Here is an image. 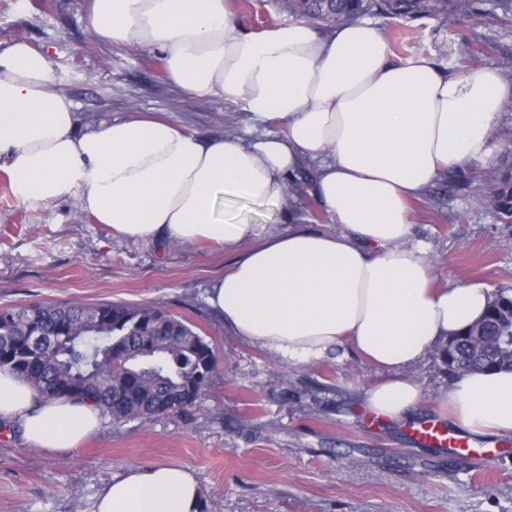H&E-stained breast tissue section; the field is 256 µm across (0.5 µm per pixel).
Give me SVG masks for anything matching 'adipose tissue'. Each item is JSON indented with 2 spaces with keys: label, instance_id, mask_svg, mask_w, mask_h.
<instances>
[{
  "label": "adipose tissue",
  "instance_id": "obj_1",
  "mask_svg": "<svg viewBox=\"0 0 512 512\" xmlns=\"http://www.w3.org/2000/svg\"><path fill=\"white\" fill-rule=\"evenodd\" d=\"M95 38L159 53L168 80L198 98L242 103L278 131L202 137L172 121L115 119L77 130L47 54L24 42L0 53V165L26 205L75 199L96 223L133 240L240 244L255 231L238 206L280 208L301 163L336 233L264 226L207 292L225 325L288 360L351 346L385 371L365 407L401 420L421 400L406 369L480 318L491 291L438 288L412 199L451 171L485 164L512 82L497 69L449 73L430 59H391L378 24L320 31L289 21L241 32L227 0H90ZM451 421L481 435L512 431V371L457 376ZM0 419L35 448L69 451L96 433L86 401L44 399L0 370ZM185 467L131 466L93 512H201Z\"/></svg>",
  "mask_w": 512,
  "mask_h": 512
}]
</instances>
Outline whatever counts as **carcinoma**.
<instances>
[{"instance_id": "cac0c4a2", "label": "carcinoma", "mask_w": 512, "mask_h": 512, "mask_svg": "<svg viewBox=\"0 0 512 512\" xmlns=\"http://www.w3.org/2000/svg\"><path fill=\"white\" fill-rule=\"evenodd\" d=\"M286 0L288 14L327 28L362 15L453 17L463 25L484 14L512 23V0ZM501 152L481 172L486 198L512 224V118L499 126ZM480 321L439 357L448 371L512 370V287H499ZM45 337L33 347L32 336ZM217 367L210 343L160 308L114 303L0 308V369L25 378L45 399L89 400L114 424L182 412L201 398Z\"/></svg>"}]
</instances>
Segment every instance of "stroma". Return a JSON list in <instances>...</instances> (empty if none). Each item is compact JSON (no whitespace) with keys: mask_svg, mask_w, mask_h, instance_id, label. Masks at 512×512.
<instances>
[{"mask_svg":"<svg viewBox=\"0 0 512 512\" xmlns=\"http://www.w3.org/2000/svg\"><path fill=\"white\" fill-rule=\"evenodd\" d=\"M242 31L287 21L282 0L243 10L228 0ZM393 58L426 56L462 71L468 50L512 80V25L490 18L453 21L380 18ZM45 52L56 89L76 105L80 128L152 112L202 136L251 125L242 104L203 100L176 89L154 52L94 40L88 0H0V52L13 43ZM416 232L429 245L437 286H512V224L486 211L479 182L465 192L447 182L415 201ZM240 247L121 238L75 200L29 206L0 168V308L32 303H122L161 308L211 344L218 369L184 413L104 421L78 449L31 447L0 429V512H93L99 491L130 466L189 468L203 512H512V432L471 435L470 455L420 446L413 424L448 419L453 380L436 352L407 371L422 390L408 421L379 420L364 406L381 371L356 352L289 362L236 336L207 306L205 293Z\"/></svg>","mask_w":512,"mask_h":512,"instance_id":"stroma-1","label":"stroma"}]
</instances>
